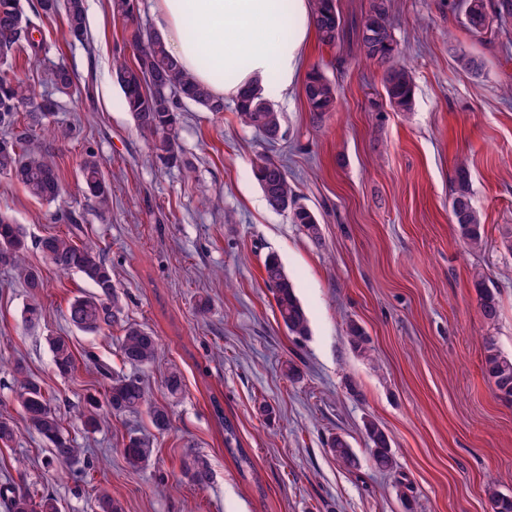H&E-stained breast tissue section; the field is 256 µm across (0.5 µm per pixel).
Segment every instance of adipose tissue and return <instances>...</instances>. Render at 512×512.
I'll use <instances>...</instances> for the list:
<instances>
[{
	"instance_id": "adipose-tissue-1",
	"label": "adipose tissue",
	"mask_w": 512,
	"mask_h": 512,
	"mask_svg": "<svg viewBox=\"0 0 512 512\" xmlns=\"http://www.w3.org/2000/svg\"><path fill=\"white\" fill-rule=\"evenodd\" d=\"M311 0H154V25L178 66L219 98L288 90L314 30Z\"/></svg>"
}]
</instances>
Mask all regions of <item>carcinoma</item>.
Instances as JSON below:
<instances>
[{"mask_svg":"<svg viewBox=\"0 0 512 512\" xmlns=\"http://www.w3.org/2000/svg\"><path fill=\"white\" fill-rule=\"evenodd\" d=\"M391 0H369L360 19L354 22L359 51L368 60L383 68V87L391 107L398 112H409L414 106V80L410 70L400 61L398 43L391 25ZM137 0H112L115 16L131 23L130 41L134 47V61L113 64L118 85L123 92V107L129 112L137 130L150 139V148L156 159L168 168L188 165L185 152L177 136L182 105L194 103L208 112L224 111V100L214 97L206 87L196 83L170 57L158 33L136 24ZM64 12V36L70 41L87 39L85 0H37L34 17H29L20 0H0V175L10 177L33 199L51 204L63 191L54 156L39 148L26 145L27 135L17 131L21 116L38 115L44 119L56 107V101L39 91L49 85L62 95L70 94L74 77L62 63L45 71L37 82L20 77L13 60L22 54L35 59L42 46L33 38L38 30L34 19ZM465 21L469 30L480 34L489 28L490 17L486 0H466ZM313 22L323 45L334 47L343 33L337 0H313ZM312 122L319 123L336 110V84L320 67L308 73L304 84ZM241 125L254 130L264 142L272 144L281 137V114L277 112L264 92L250 89L235 103ZM81 170L87 191L104 207L112 202L111 188L94 151L85 153ZM251 172L269 206L283 205L291 223L298 225L312 241H321V227L312 210L300 202L296 190L288 180L284 165L268 151L262 150L251 159ZM450 207L459 241L471 250H480L486 243L485 224L472 204L471 181L468 170L460 166L451 179ZM70 228L64 235L52 234L39 241V247L49 262L60 272H75L89 281L93 291L73 299L67 318L76 329L96 334L114 324H123L121 354L124 362L133 367L150 364L157 357L156 336L148 328L128 323L123 319L124 306L112 283V267L103 250L97 245L79 239L78 219L68 218ZM28 241L23 228L8 217L0 216V267L15 273L30 294L37 295L46 287L40 270L26 263ZM264 281L272 292L279 318L289 335H308V319L291 280L280 261L270 255L264 262ZM473 287L479 297L483 320L493 324L499 316V299L495 290L486 284L480 271L472 276ZM346 337L353 348L370 354L368 338L363 328L354 321L346 325ZM54 365L61 374L74 368V355L65 336L51 340ZM484 376L494 386L498 399L512 405V357L504 355L493 340L484 344L482 360ZM15 372L20 391L19 405L29 426L52 444V460L72 462L79 458L81 449L63 433L61 419L52 400L40 383L23 375L18 366ZM146 404L139 376L112 377L105 400L89 398L80 412V420L88 430L99 427L109 416L135 413ZM150 419L158 431L169 427L170 418L165 406H150ZM364 431L371 448L374 468L386 473L396 469L390 450V441L375 420L364 423ZM234 425L224 420V446L232 451L239 470L252 467L250 458L237 445ZM336 461L347 469L358 466L356 456L347 440L340 434L328 443ZM153 441L147 435H129L124 445V456L133 467L148 464L153 454ZM184 474L198 487H206L211 480L208 462L192 451L184 454ZM0 496L7 499L9 512H62L59 500L43 493L35 496L26 487L6 486ZM491 512H512V496L495 490L488 491Z\"/></svg>","mask_w":512,"mask_h":512,"instance_id":"cac0c4a2","label":"carcinoma"}]
</instances>
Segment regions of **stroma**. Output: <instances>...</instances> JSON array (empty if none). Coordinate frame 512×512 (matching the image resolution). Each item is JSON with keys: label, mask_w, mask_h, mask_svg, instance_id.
Returning a JSON list of instances; mask_svg holds the SVG:
<instances>
[{"label": "stroma", "mask_w": 512, "mask_h": 512, "mask_svg": "<svg viewBox=\"0 0 512 512\" xmlns=\"http://www.w3.org/2000/svg\"><path fill=\"white\" fill-rule=\"evenodd\" d=\"M487 0L495 22L477 36L464 25L463 0H392L391 22L415 82L412 111L386 101L383 72L359 53L353 35L335 48L311 38L303 70L323 66L338 106L313 123L302 85L265 93L283 115V137L264 146L232 109L215 114L186 104L178 134L189 167L166 168L123 108L112 65L132 59L129 27L109 0H86L88 39L62 38L59 18L44 19L38 59L18 58L21 77L65 63L78 80L53 116L33 126V145L55 152L60 204L32 199L0 176V214L21 224L30 265L47 286L31 297L0 268V418L16 436L0 444V486L23 483L58 497L64 512H91L108 491L123 512H490L487 491L512 496V406L501 403L482 372L486 337L512 356V12ZM479 57L473 75L458 50ZM269 149L285 166L322 239L313 242L286 213L270 208L250 160ZM103 161L110 209L86 191L87 150ZM465 166L472 202L486 230L482 250L459 242L450 179ZM77 217L82 240L98 243L125 302V319L158 339L155 362L135 370L121 356V326L86 335L66 319L69 302L92 286L57 272L39 239L68 231L60 210ZM276 254L309 322L289 335L263 281ZM484 271L500 317L486 324L471 284ZM208 299L207 311L197 304ZM39 300L38 321L26 308ZM363 327L371 356L346 338ZM69 337L75 369L58 373L50 340ZM299 370L288 378V365ZM51 398L79 461L49 464L48 443L29 429L16 399L15 366ZM113 374H138L149 402L167 406L160 432L147 408L94 432L78 417L88 395H104ZM180 371L183 390L169 396L164 378ZM272 415L264 417L262 406ZM235 426L253 467L239 471L224 446L220 417ZM386 431L397 467L375 470L363 423ZM150 435L143 468L124 457L129 432ZM345 437L357 468L338 464L326 442ZM193 449L212 479L198 488L182 459Z\"/></svg>", "instance_id": "35a3bbf8"}]
</instances>
